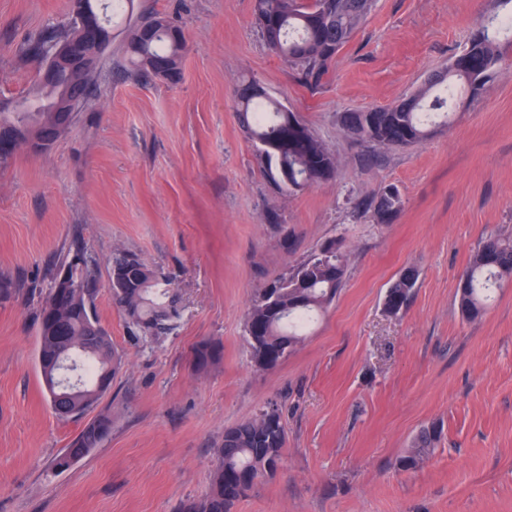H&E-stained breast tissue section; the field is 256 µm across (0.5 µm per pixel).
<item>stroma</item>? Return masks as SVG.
Wrapping results in <instances>:
<instances>
[{"mask_svg": "<svg viewBox=\"0 0 512 512\" xmlns=\"http://www.w3.org/2000/svg\"><path fill=\"white\" fill-rule=\"evenodd\" d=\"M253 4L134 0L121 30L149 13L183 29L181 81L140 82L120 30L62 138L0 167V273L16 283L0 302V512H177L207 493L225 428L270 404L287 430L284 465L233 512H512V283L476 320L457 297L481 240L512 233V45L485 93L417 145L375 150L339 121L445 68L493 0H375L313 87L270 52ZM67 21V0H0V102L40 90L24 46ZM248 78L313 127L334 179L275 188L236 119ZM388 185L403 205L378 224L369 202ZM335 238L347 269L335 300L286 360L257 369L245 333L256 292ZM77 246L121 368L95 407L110 433L58 470L84 421L47 402L37 315L52 268ZM118 251L172 281L170 335L130 334L109 286ZM409 267L412 301L388 315L386 291ZM203 340L220 358L199 370ZM432 424L435 453L398 469Z\"/></svg>", "mask_w": 512, "mask_h": 512, "instance_id": "obj_1", "label": "stroma"}]
</instances>
